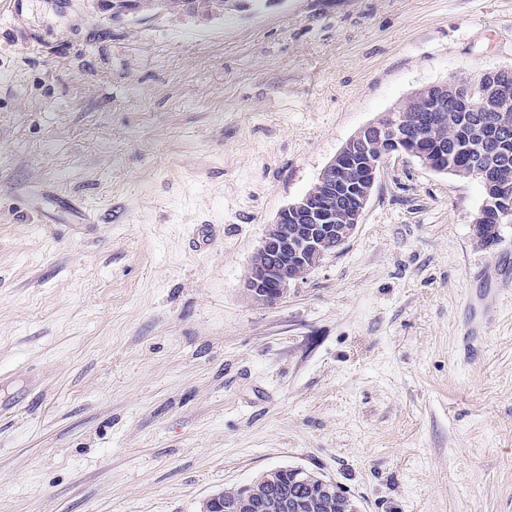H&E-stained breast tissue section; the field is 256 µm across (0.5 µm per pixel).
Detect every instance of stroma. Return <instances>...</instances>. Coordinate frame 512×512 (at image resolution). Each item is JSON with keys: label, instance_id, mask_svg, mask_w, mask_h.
Masks as SVG:
<instances>
[{"label": "stroma", "instance_id": "stroma-1", "mask_svg": "<svg viewBox=\"0 0 512 512\" xmlns=\"http://www.w3.org/2000/svg\"><path fill=\"white\" fill-rule=\"evenodd\" d=\"M503 68L512 0H0V512H200L283 466L361 512H512V223L477 244L478 180L391 158L335 255L243 288L357 130ZM144 7L148 10L161 12L173 8L185 7L191 12H203L207 15L222 12L224 13V0H148L144 1ZM188 8V9H187Z\"/></svg>", "mask_w": 512, "mask_h": 512}]
</instances>
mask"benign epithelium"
<instances>
[{"mask_svg":"<svg viewBox=\"0 0 512 512\" xmlns=\"http://www.w3.org/2000/svg\"><path fill=\"white\" fill-rule=\"evenodd\" d=\"M411 106L418 113L413 131L402 127L394 110L362 127L321 171L314 188L268 225L245 279L246 292L254 302L277 303L298 276L316 267L309 263L310 256L336 253L360 223L383 162L406 155L405 144L436 139L448 122V113H470L466 124L472 134L481 136L483 150L512 130V92L505 82L475 99L452 75L441 84L416 91ZM288 217L295 222L292 228L283 223ZM288 473L294 483L314 487L319 504L338 494L335 482L303 467L290 468ZM237 492L227 502L222 491L209 496L203 512H251L255 508L252 486L243 485Z\"/></svg>","mask_w":512,"mask_h":512,"instance_id":"obj_1","label":"benign epithelium"}]
</instances>
